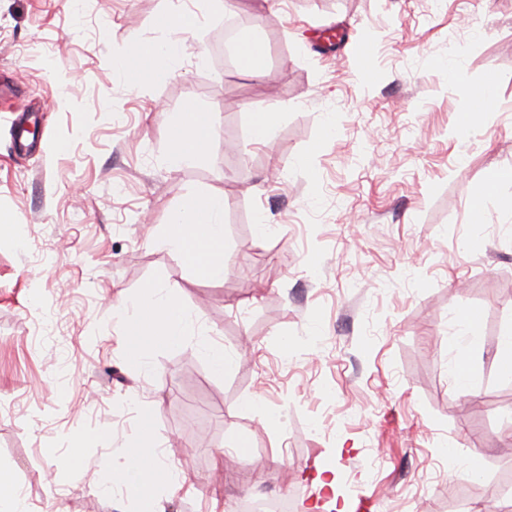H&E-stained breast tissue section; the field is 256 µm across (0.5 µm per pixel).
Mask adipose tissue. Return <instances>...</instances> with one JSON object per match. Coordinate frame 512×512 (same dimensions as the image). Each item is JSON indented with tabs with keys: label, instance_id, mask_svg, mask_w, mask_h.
Instances as JSON below:
<instances>
[{
	"label": "adipose tissue",
	"instance_id": "obj_1",
	"mask_svg": "<svg viewBox=\"0 0 512 512\" xmlns=\"http://www.w3.org/2000/svg\"><path fill=\"white\" fill-rule=\"evenodd\" d=\"M177 49L173 41L136 47L116 62L115 72L120 79L129 78L136 83L168 79L175 73L172 61ZM217 123L218 116L213 112L208 113L202 123L190 112L172 119L170 125L177 129L178 135L169 141L170 165L179 166L187 157L204 153ZM225 207L223 195L211 194L204 199H191L171 217L172 223L179 226L178 233L171 239L173 246L195 262L198 270L211 281L223 280L226 272L223 264L211 260L214 252L224 248ZM120 321L128 348L145 356L161 342L172 346L182 344L188 314L176 294L150 287L125 303ZM119 471V478L107 484L108 493H125L136 501L138 512H162L150 490L159 485L174 486L173 476L142 468L128 451L123 454Z\"/></svg>",
	"mask_w": 512,
	"mask_h": 512
}]
</instances>
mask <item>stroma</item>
<instances>
[{
  "mask_svg": "<svg viewBox=\"0 0 512 512\" xmlns=\"http://www.w3.org/2000/svg\"><path fill=\"white\" fill-rule=\"evenodd\" d=\"M235 6L186 0L198 25L179 35L159 26L169 0H0V471L29 512H135L103 486L146 406L182 484L153 489L163 512H344L359 492L376 512H494L512 482V181L488 175L512 172V0ZM231 15L260 25L266 78L225 70ZM176 37L171 78L116 75ZM489 81L486 105L470 92ZM191 108L220 122L174 168L168 123ZM267 111L273 139L253 144ZM209 193L228 203L217 282L168 243ZM148 287L253 352L218 374L189 335L139 370L112 300ZM474 456L479 483L453 471Z\"/></svg>",
  "mask_w": 512,
  "mask_h": 512,
  "instance_id": "stroma-1",
  "label": "stroma"
}]
</instances>
